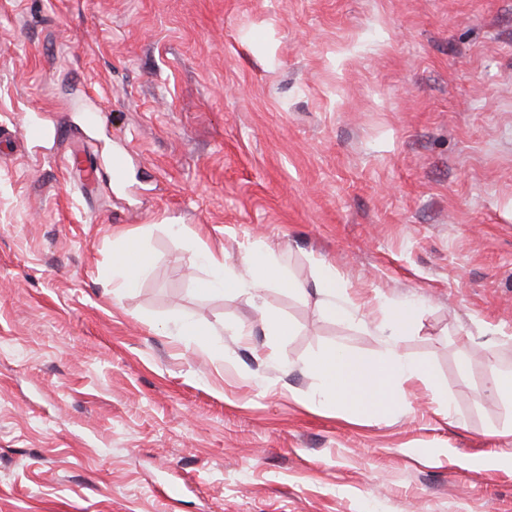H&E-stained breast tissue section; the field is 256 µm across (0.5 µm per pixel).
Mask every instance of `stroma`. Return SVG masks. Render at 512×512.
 Segmentation results:
<instances>
[{"instance_id":"stroma-1","label":"stroma","mask_w":512,"mask_h":512,"mask_svg":"<svg viewBox=\"0 0 512 512\" xmlns=\"http://www.w3.org/2000/svg\"><path fill=\"white\" fill-rule=\"evenodd\" d=\"M122 234L150 266L117 297ZM205 248L292 285L201 296ZM400 305L449 407L312 403L308 362L379 355ZM494 364L512 0H0V512H512ZM317 268L323 295L322 310L325 313L336 314V273L322 263H318Z\"/></svg>"}]
</instances>
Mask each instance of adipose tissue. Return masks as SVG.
I'll return each instance as SVG.
<instances>
[{
	"instance_id": "1",
	"label": "adipose tissue",
	"mask_w": 512,
	"mask_h": 512,
	"mask_svg": "<svg viewBox=\"0 0 512 512\" xmlns=\"http://www.w3.org/2000/svg\"><path fill=\"white\" fill-rule=\"evenodd\" d=\"M114 250L112 278L117 291L137 288L149 265L147 256L126 236L117 239ZM199 258L211 271L210 278L199 284L200 292L207 296L252 294L269 284L288 282L286 272L267 250L248 253L238 270L226 266L220 251L206 249ZM308 367L319 383L313 397L317 403L334 399L373 415L382 414L396 406L405 384L417 379L426 382L434 401L443 405L448 402V390L436 376L405 359L391 342L378 357L362 356L339 345L312 359Z\"/></svg>"
}]
</instances>
